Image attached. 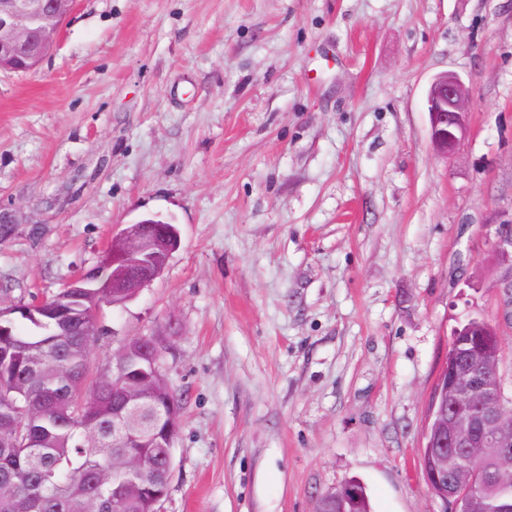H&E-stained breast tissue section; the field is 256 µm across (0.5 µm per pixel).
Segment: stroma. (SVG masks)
Listing matches in <instances>:
<instances>
[{
	"label": "stroma",
	"instance_id": "35a3bbf8",
	"mask_svg": "<svg viewBox=\"0 0 512 512\" xmlns=\"http://www.w3.org/2000/svg\"><path fill=\"white\" fill-rule=\"evenodd\" d=\"M472 97L455 153L427 90ZM0 305L98 266L114 233L181 244L91 357L157 337L182 401L162 512H444L424 473L451 334L512 301L485 243L512 212V0H74L0 72ZM426 102L432 144L448 155L467 133L469 89L456 74H442L431 81ZM345 485L344 493L341 498H336V492L333 489L326 492L324 495L319 497L317 500H321L326 505L324 511L326 512H342V505L346 501V498L352 496V490L348 485L356 489V493L350 498L349 502L345 505L347 512H372L370 497L367 492L365 485L358 479L350 478L344 481L343 484L334 487L336 491L342 489ZM340 506V508H339Z\"/></svg>",
	"mask_w": 512,
	"mask_h": 512
}]
</instances>
